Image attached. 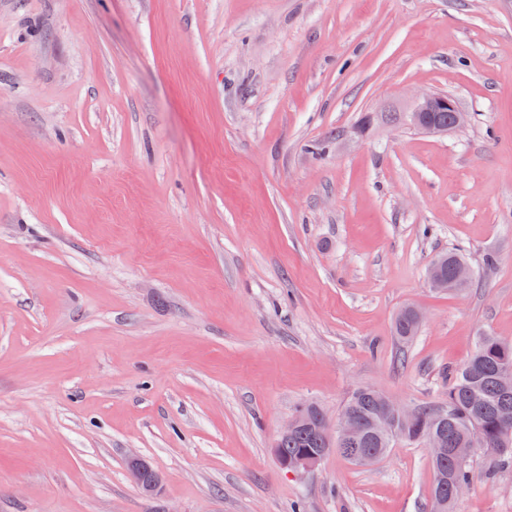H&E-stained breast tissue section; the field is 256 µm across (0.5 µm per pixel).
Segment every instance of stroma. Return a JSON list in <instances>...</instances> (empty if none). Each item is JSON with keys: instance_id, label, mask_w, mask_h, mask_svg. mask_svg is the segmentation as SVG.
<instances>
[{"instance_id": "obj_1", "label": "stroma", "mask_w": 512, "mask_h": 512, "mask_svg": "<svg viewBox=\"0 0 512 512\" xmlns=\"http://www.w3.org/2000/svg\"><path fill=\"white\" fill-rule=\"evenodd\" d=\"M420 89L468 124L389 120ZM481 331L512 340V0H0V512H429L423 445H274L363 386L442 404ZM473 471L457 512H512ZM437 257V258H436ZM435 258L439 264L434 267L435 275L442 280L448 287L437 280L432 272L427 274V283L433 289L443 288L438 291L463 292L467 288H461L463 277L461 270L468 267L464 257L458 250L439 253ZM416 315L421 320L420 314L412 308H405L401 310L394 323V334L400 341H409L415 336L419 329V323L416 320Z\"/></svg>"}]
</instances>
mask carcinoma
<instances>
[{"mask_svg":"<svg viewBox=\"0 0 512 512\" xmlns=\"http://www.w3.org/2000/svg\"><path fill=\"white\" fill-rule=\"evenodd\" d=\"M435 275L448 284L446 291L461 292V270L467 263L457 250L437 255ZM419 329L414 309L401 310L394 323V334L408 341ZM512 372V341L482 333L466 362L452 374L448 398L435 407H419L416 416L403 425H392L384 431L378 422L389 419L385 395L369 387L356 389L343 405L361 423L355 444L343 440L332 442L321 426L326 417L312 405L296 409L297 429L279 439L275 454L280 464L294 466L320 456L327 448H336L349 459L346 448L354 446L370 453L368 460L385 457L398 442L423 443L433 436L444 444L443 453L430 460L434 481L430 489L431 512H456L459 498L454 494L459 485L473 482V464H467L456 453L457 448H476L494 457L501 469L512 468V385L504 382L501 372Z\"/></svg>","mask_w":512,"mask_h":512,"instance_id":"carcinoma-1","label":"carcinoma"}]
</instances>
